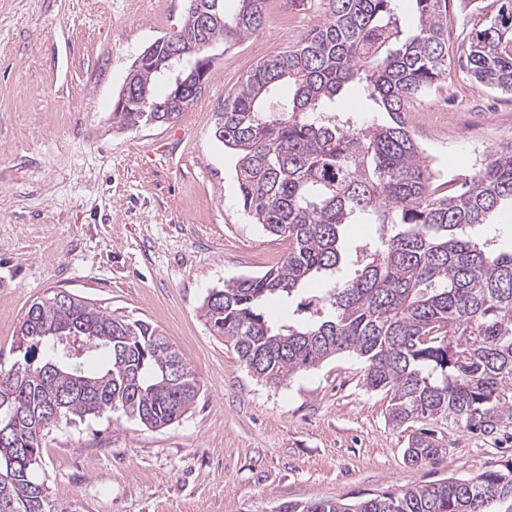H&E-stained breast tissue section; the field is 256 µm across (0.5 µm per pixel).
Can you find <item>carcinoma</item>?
<instances>
[{
  "instance_id": "cac0c4a2",
  "label": "carcinoma",
  "mask_w": 512,
  "mask_h": 512,
  "mask_svg": "<svg viewBox=\"0 0 512 512\" xmlns=\"http://www.w3.org/2000/svg\"><path fill=\"white\" fill-rule=\"evenodd\" d=\"M231 21L224 0H197L179 33L210 44L264 29L267 0H239ZM415 28L395 17V0H321L324 22L260 62L224 98L217 140L236 157L243 210L271 235L288 239L280 265L224 284L220 304L201 311L256 379L278 386L341 354L365 363L364 384L390 394L388 418L412 429L404 457L421 466L446 453L437 426L483 436L512 427V251L481 248L466 231L512 204V145L490 150L459 186L437 183L404 112L445 85L453 72L446 37L448 0H412ZM470 33L467 72L480 86L512 94V0ZM171 44L143 52L135 83L112 116L122 129L178 120L195 100L196 80H171ZM288 83L276 110L269 100ZM165 84L168 91L157 92ZM361 92L389 124L357 125L332 113L336 97ZM376 224L377 238L350 252L343 226ZM321 277L326 288L305 306L310 318L273 327L266 303L290 298ZM58 293L32 302L15 348L34 359L17 376L0 364V398L21 417L0 446V512H57L33 477L44 432L114 409L147 428L177 422L195 404L200 381L156 327L89 299ZM178 382L167 378L172 364ZM68 396L58 417L45 404ZM512 512V462L471 478L404 487L356 503H288L285 512Z\"/></svg>"
}]
</instances>
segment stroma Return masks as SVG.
Here are the masks:
<instances>
[{"label": "stroma", "mask_w": 512, "mask_h": 512, "mask_svg": "<svg viewBox=\"0 0 512 512\" xmlns=\"http://www.w3.org/2000/svg\"><path fill=\"white\" fill-rule=\"evenodd\" d=\"M185 0H0V363L29 305L68 291L162 330L196 372L193 409L148 429L112 411L59 422L39 480L60 512H274L443 478L512 460V438L446 426L447 452L416 467L389 398L363 384L364 362L329 360L273 387L257 381L200 312L209 291L280 263L288 241L251 223L235 158L214 137L224 99L263 59L321 25L318 0H268L265 29L215 42L211 76L183 121L133 130L112 105L139 54L180 25ZM483 12L448 3V49L463 58ZM407 126L440 176L512 141V95L455 68L414 102Z\"/></svg>", "instance_id": "obj_1"}]
</instances>
